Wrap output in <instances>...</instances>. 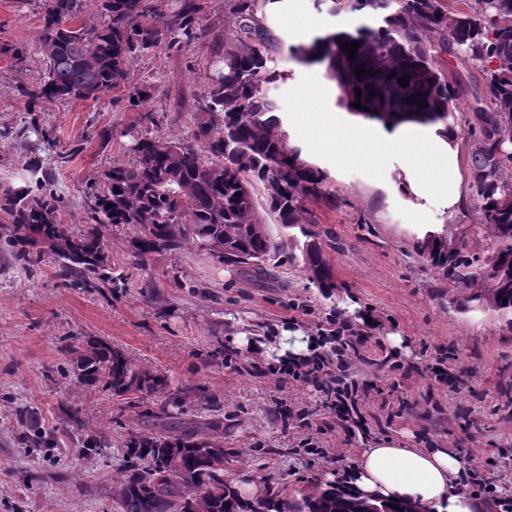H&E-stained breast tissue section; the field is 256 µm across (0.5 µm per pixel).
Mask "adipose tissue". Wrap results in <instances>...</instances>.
Masks as SVG:
<instances>
[{"instance_id": "adipose-tissue-1", "label": "adipose tissue", "mask_w": 512, "mask_h": 512, "mask_svg": "<svg viewBox=\"0 0 512 512\" xmlns=\"http://www.w3.org/2000/svg\"><path fill=\"white\" fill-rule=\"evenodd\" d=\"M323 132L342 152L364 140L373 142V156L378 160L387 150L399 149L423 173L415 186L417 192L439 194L452 207L462 199L461 159L455 140L414 127L361 129L333 113L325 117ZM469 469L467 457L452 449L408 448L398 439L380 437L360 452L351 486L361 496L412 500L429 512H482V503L463 486Z\"/></svg>"}]
</instances>
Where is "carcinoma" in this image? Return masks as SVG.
Returning a JSON list of instances; mask_svg holds the SVG:
<instances>
[{
  "label": "carcinoma",
  "instance_id": "cac0c4a2",
  "mask_svg": "<svg viewBox=\"0 0 512 512\" xmlns=\"http://www.w3.org/2000/svg\"><path fill=\"white\" fill-rule=\"evenodd\" d=\"M329 10L363 15L371 24L341 31L295 48L297 61L323 64L341 91L347 111L386 128L416 122L446 139L458 133L461 84L448 77L444 57L471 66L483 87L468 103L464 133L470 143L472 206L491 231L487 256L469 254L456 237L428 231L415 249L448 279V294L466 311L493 312L512 331V0H317ZM39 36L45 72L40 83L19 92L29 106L47 99L88 100L125 82L131 58L182 39L206 49L212 73L193 104L191 139L153 134L158 126L147 88L129 95L141 112L131 151L134 163L107 174L104 189L92 194L97 227L73 236L61 223L62 200L52 176L39 161L27 163L30 178L0 186V219L10 227L6 240L28 255L48 253L84 288L112 283L103 228L135 229V256L178 254L186 247L224 242L220 264L242 265L254 278L268 274L267 262L279 250L269 225L256 210L262 188L268 212L306 238L303 264L308 282L324 296L336 290L323 244L301 221L307 200L339 199L326 192L327 175L303 157L280 132L281 107L265 90L276 79L270 64L280 41L267 23L276 0H229L232 25L224 39H209L201 0H180L178 9L160 14L146 0H95L108 17L102 27H75L85 0H45ZM357 41L354 58L341 48ZM368 73L356 78L355 69ZM396 75H391V72ZM409 77V85L399 78ZM362 97L356 98L355 89ZM376 91L374 96L368 92ZM426 100V106L417 102ZM360 102L365 109L354 107ZM68 374L82 386H102L119 396L143 400L169 387L168 378L136 365L127 354L102 341L63 347ZM157 430L129 434L122 465L113 478L118 512H256L237 482L211 464L208 449L224 452L221 420L199 424L168 422V413L145 411ZM23 443L53 448L51 434L26 417ZM421 505L397 507L338 486L312 480L292 494L273 491L271 512H417Z\"/></svg>",
  "mask_w": 512,
  "mask_h": 512
}]
</instances>
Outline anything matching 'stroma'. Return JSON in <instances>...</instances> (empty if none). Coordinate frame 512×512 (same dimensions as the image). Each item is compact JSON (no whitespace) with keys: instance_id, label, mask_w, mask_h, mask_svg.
Here are the masks:
<instances>
[{"instance_id":"35a3bbf8","label":"stroma","mask_w":512,"mask_h":512,"mask_svg":"<svg viewBox=\"0 0 512 512\" xmlns=\"http://www.w3.org/2000/svg\"><path fill=\"white\" fill-rule=\"evenodd\" d=\"M43 15L44 0H0V182L16 180L38 159L63 199L61 222L79 234L94 225L91 193L112 168L134 160L126 135L136 122L128 108L134 88L148 87L159 135L187 138L194 97L210 70L200 45L180 43L130 59L126 83L99 100L32 107L19 88L38 83L45 70L38 41ZM267 22L281 43L274 66L286 75L267 87L281 104L283 129L326 172L327 191L340 199L335 207L304 204L309 227L332 230L342 244L327 253L334 296L310 287L301 250L288 244L262 197L258 213L283 245L262 281L195 246L136 264L133 229L111 225L114 282L80 288L50 256L34 265L16 258L0 234V512H115V457L140 429L145 407L192 419L219 416L230 478L245 472L296 488L316 477L333 482L352 471L369 440L390 436L409 448H450L473 458L478 474L512 498V408L501 396L512 388V331L495 313L452 303L447 281L414 251L416 239L432 230L463 238L470 253L485 255L491 240L480 214L435 194L400 191L401 182L420 173L399 151L371 162L359 147L342 160L323 137L322 116L339 111L340 90L324 65L298 62L291 50L353 29L359 17L331 14L315 0H276ZM15 47L25 49L23 62L15 61ZM337 315L365 335L349 369L358 413L344 423L321 384H281L268 371L269 358L237 344L241 336L270 342L285 331L316 336ZM390 334L403 337L402 349L386 343ZM90 337L163 373L171 389H191L189 400L178 408L158 394L141 405L78 386L62 373L61 347ZM64 406L80 411L86 431L62 423ZM22 414L52 432L51 451L25 448ZM89 434L105 447L79 455ZM310 440L320 454H306Z\"/></svg>"}]
</instances>
